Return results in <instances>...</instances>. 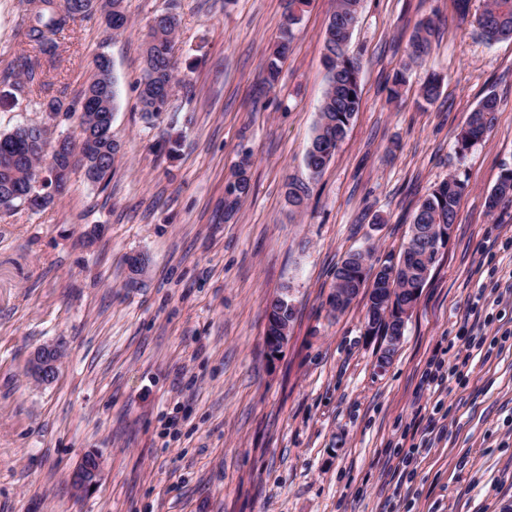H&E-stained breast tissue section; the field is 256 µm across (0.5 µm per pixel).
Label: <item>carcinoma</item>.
Instances as JSON below:
<instances>
[{"mask_svg": "<svg viewBox=\"0 0 512 512\" xmlns=\"http://www.w3.org/2000/svg\"><path fill=\"white\" fill-rule=\"evenodd\" d=\"M123 0H112V22L107 27L115 32L127 24L122 10ZM92 0H30L29 25L25 37L35 52L34 58L24 62L29 86H44L41 61L54 62L58 56L59 40L68 27L78 20L96 14ZM310 0H288V15L281 27V36L268 57L266 82L274 85L279 76L280 64L288 56L293 26L301 20L304 8ZM360 0H336V7L324 32V65L327 70V86L321 101L318 119L305 153V163L312 176H318L330 163L338 144L346 136L352 120L359 112L361 99L355 81L360 71L361 58L336 53V39L344 32L354 30L358 19ZM474 23L488 43L512 39V0H486ZM178 19L173 13L159 15L150 25L149 41L144 48V67L138 82L141 111L149 118H157L165 108L176 83L173 62V39ZM433 21H421L410 40L407 57L409 63L425 61L430 55ZM440 78L432 74L423 84L420 96L426 103L434 102L440 93ZM117 89L112 76V66L106 54L99 53L94 59L93 72L78 102V108L64 107L59 99L43 103L45 111L57 115L64 111L77 116L75 132L71 136V150L80 159L85 176L99 182L112 176V167L120 151L112 139V123L103 116L115 109ZM500 101L494 94L486 95L469 113L464 126L456 135L457 153L466 155L469 149L486 137L494 124ZM52 141L48 140L39 124L17 127L0 132V209L10 210L16 203L27 201L25 193L36 190L40 174L53 173L48 160L52 156ZM248 163L239 165L235 179L225 188L224 210L234 211L251 190L247 175ZM466 184L451 177L433 187L418 205L412 224H453L456 221L460 201ZM307 188L288 184L286 198L296 210L305 205ZM504 205L512 206V169L504 170L495 186L486 196V207L493 212ZM435 246L422 245L416 249L404 248L399 258L388 257L381 269L396 272L392 281H384L385 288H424L431 271L439 260ZM369 255L361 251L347 256L336 269V288H365L367 277L360 276L367 267Z\"/></svg>", "mask_w": 512, "mask_h": 512, "instance_id": "carcinoma-1", "label": "carcinoma"}]
</instances>
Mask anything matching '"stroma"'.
<instances>
[{"mask_svg": "<svg viewBox=\"0 0 512 512\" xmlns=\"http://www.w3.org/2000/svg\"><path fill=\"white\" fill-rule=\"evenodd\" d=\"M456 0H361L348 45L361 56V108L320 176L304 161L326 87L323 32L335 0H312L275 85L265 65L287 0H123L128 24L76 22L44 92L20 90L27 0H0V132L77 102L98 53L118 89L110 180L74 169L42 211L0 210V512H512V340L463 367L448 393L420 387L432 356L454 361L476 328L512 331V206L487 193L512 169V40L486 43ZM178 17V82L147 120L138 81L153 18ZM432 51L407 66L416 24ZM407 70L401 98L392 80ZM441 95L418 96L431 73ZM488 138L458 155L455 135L487 94ZM178 139L168 153L165 138ZM249 159L252 190L224 214ZM466 184L456 223L392 363L365 333L366 295L333 309L334 272L353 250L399 253L430 189ZM308 187L291 211L288 183ZM99 234L86 241L91 229ZM147 260L127 287L129 255ZM289 290V340L269 357V299ZM64 346L56 380L27 374L41 345ZM442 401L431 447L422 406ZM102 470L76 494L86 453Z\"/></svg>", "mask_w": 512, "mask_h": 512, "instance_id": "35a3bbf8", "label": "stroma"}]
</instances>
